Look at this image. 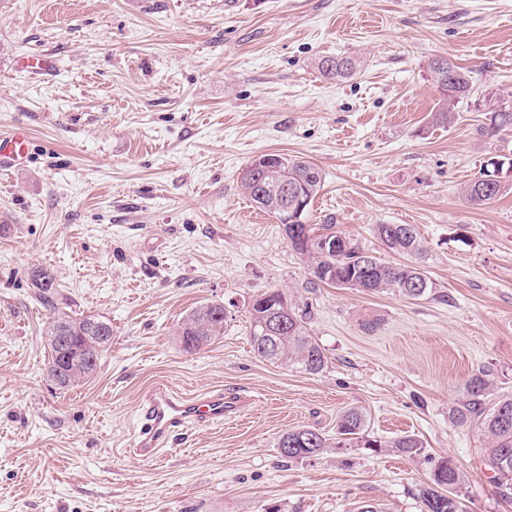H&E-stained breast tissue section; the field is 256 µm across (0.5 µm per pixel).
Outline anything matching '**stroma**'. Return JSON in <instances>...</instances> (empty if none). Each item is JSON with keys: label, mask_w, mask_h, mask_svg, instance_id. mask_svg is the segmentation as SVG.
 <instances>
[{"label": "stroma", "mask_w": 512, "mask_h": 512, "mask_svg": "<svg viewBox=\"0 0 512 512\" xmlns=\"http://www.w3.org/2000/svg\"><path fill=\"white\" fill-rule=\"evenodd\" d=\"M33 54L56 71L15 72ZM336 56L352 77L319 74ZM436 57L473 84L446 126L430 122ZM491 89L512 93V0H0V129L32 142L0 173V512H422L429 455L460 467L467 512H512L480 431L449 417L479 369L512 393V180L480 208L462 193L512 152L478 131ZM262 154L317 165L309 223L388 262L375 225H415L434 297L308 287L307 259L240 185ZM276 288L309 308L322 373L254 355L249 306ZM212 302L223 336L186 352L183 319ZM368 312L385 319L371 334ZM61 315L112 325L67 390L46 373ZM157 382L234 407L143 460L127 444ZM352 407L381 449L281 456L284 432L334 434ZM405 434L425 458L392 448Z\"/></svg>", "instance_id": "stroma-1"}]
</instances>
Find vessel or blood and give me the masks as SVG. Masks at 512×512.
<instances>
[{"label":"vessel or blood","instance_id":"vessel-or-blood-1","mask_svg":"<svg viewBox=\"0 0 512 512\" xmlns=\"http://www.w3.org/2000/svg\"><path fill=\"white\" fill-rule=\"evenodd\" d=\"M30 145V135L25 128L1 130L0 172L25 166L29 160ZM227 410L228 402L223 392L185 396L165 384H155L141 397L140 422L131 446L138 457L155 458L185 428L223 421Z\"/></svg>","mask_w":512,"mask_h":512}]
</instances>
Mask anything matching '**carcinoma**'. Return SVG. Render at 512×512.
I'll list each match as a JSON object with an SVG mask.
<instances>
[{
    "mask_svg": "<svg viewBox=\"0 0 512 512\" xmlns=\"http://www.w3.org/2000/svg\"><path fill=\"white\" fill-rule=\"evenodd\" d=\"M322 76L329 79L349 77L355 69L349 58H323L317 64ZM431 80L439 95L438 108L431 113L436 125H448L455 119L456 106L473 90L468 74L451 59L439 57L428 64ZM490 107L481 135L497 138L512 131V100L499 92L489 95ZM324 185L321 169L299 156L277 155L272 168H267L260 155L247 163L241 172V186L256 207L270 214L284 227L291 247L307 257L311 279L309 284H324L357 290L364 294H397L411 300H423L435 294L434 282L423 272L419 259L423 254L418 232L411 224H378L375 232L391 252L407 258L405 263H390L365 249L360 243L324 226L317 232L310 224L296 228L290 224L291 212L285 208L297 197L312 205ZM503 182H485L478 176L463 189L466 200L474 207L495 201ZM338 240L336 248L324 249L327 240ZM278 302L268 304L261 297L250 309L249 336L254 353L277 365L291 367L311 375L327 367L328 358L319 343L309 334L306 315L298 313L284 292L271 290ZM227 314L224 305L211 303L192 310L179 327L180 341L186 351H196L224 335ZM103 327L109 339L92 338L94 324ZM50 358L47 376L57 389L65 390L92 377L102 353L112 342V325L96 317L79 319L59 317L46 330ZM55 336H71L82 349L78 361L64 360L62 346ZM494 373L481 369L465 384V399L450 411L459 426L474 425L487 439L484 456L495 472L494 483L499 496L512 499V395L495 391ZM382 447L367 429L365 413L353 407L346 410L336 424V440L326 438L310 428L299 427L281 435L278 448L287 459L310 458L327 448L338 452L364 448L375 451ZM391 447L415 459L425 453L422 442L414 435H404ZM463 472L450 458L432 461L426 482L418 489L424 512H465L460 497Z\"/></svg>",
    "mask_w": 512,
    "mask_h": 512,
    "instance_id": "cac0c4a2",
    "label": "carcinoma"
}]
</instances>
